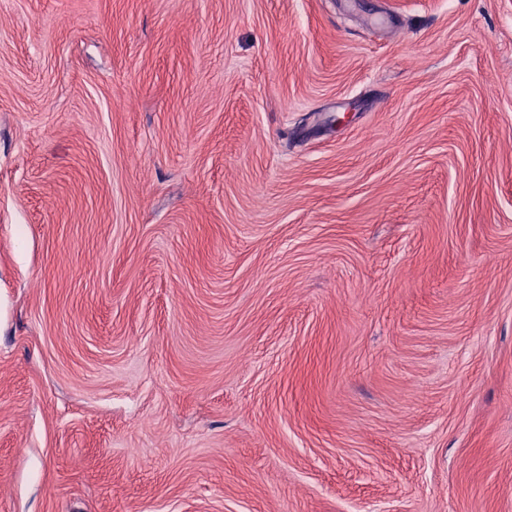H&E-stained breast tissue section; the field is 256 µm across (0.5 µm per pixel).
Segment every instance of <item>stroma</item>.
Instances as JSON below:
<instances>
[{"instance_id":"35a3bbf8","label":"stroma","mask_w":512,"mask_h":512,"mask_svg":"<svg viewBox=\"0 0 512 512\" xmlns=\"http://www.w3.org/2000/svg\"><path fill=\"white\" fill-rule=\"evenodd\" d=\"M0 512H512V0H0Z\"/></svg>"}]
</instances>
